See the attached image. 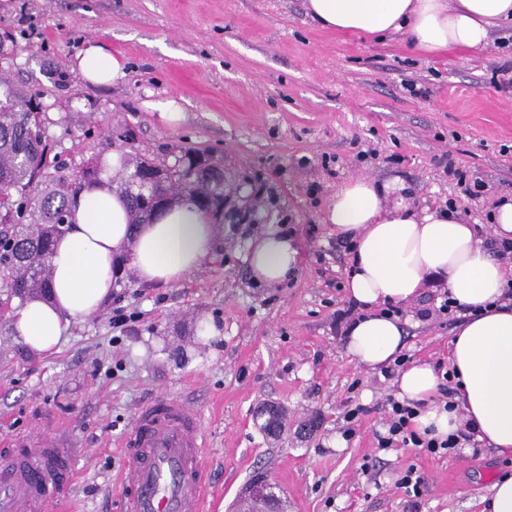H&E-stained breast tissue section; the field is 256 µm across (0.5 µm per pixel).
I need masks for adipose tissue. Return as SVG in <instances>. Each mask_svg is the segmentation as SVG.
Returning <instances> with one entry per match:
<instances>
[{"mask_svg":"<svg viewBox=\"0 0 512 512\" xmlns=\"http://www.w3.org/2000/svg\"><path fill=\"white\" fill-rule=\"evenodd\" d=\"M308 15L339 33L402 34L414 48L441 52L487 47L492 30L512 18V0H306ZM75 68L89 83L125 75V64L102 41L79 53ZM112 170L83 190L71 224L59 237L46 295L17 307L14 330L34 353L56 352L68 320L96 314L112 299V269L125 262L138 281L173 285L206 262L219 246V229L191 201L178 200L149 224L131 225L126 201L112 186ZM326 220L351 248L348 294L360 316L346 332V349L360 366L391 365L405 347L400 318L388 305L414 300L440 281L475 316L449 341L458 408L436 401L438 377L415 362L393 380L395 396L421 402L417 431L447 437L470 425L476 441L512 455V269L490 258L474 227L458 210L416 204L397 180L357 177L326 202ZM248 269L256 282L275 286L301 262L297 242L268 225L250 245Z\"/></svg>","mask_w":512,"mask_h":512,"instance_id":"adipose-tissue-1","label":"adipose tissue"}]
</instances>
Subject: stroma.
<instances>
[{
    "label": "stroma",
    "mask_w": 512,
    "mask_h": 512,
    "mask_svg": "<svg viewBox=\"0 0 512 512\" xmlns=\"http://www.w3.org/2000/svg\"><path fill=\"white\" fill-rule=\"evenodd\" d=\"M0 75L47 105L53 152L71 167L115 151L174 163L220 159L234 184L263 185L264 220L300 245L297 274L253 281L245 260L257 224L224 223L217 251L181 283L117 277L112 300L69 321L55 354L38 356L13 331L19 305L0 287V455L36 427L59 435L78 473L68 512H115L121 442L139 410L163 395L202 414L204 462L215 479L205 512H230L264 475L288 512H482L488 486L512 477V456L477 444L428 457L378 449L379 414L342 428L348 405L392 392L356 364L336 332L347 305L349 254L324 221L327 198L356 177L400 179L423 204L453 202L479 234L512 194V89L490 78L512 60V21L488 49L429 55L401 36L338 33L305 0H0ZM127 61L124 78L86 84L73 68L92 40ZM176 100L170 122L153 103ZM479 177L468 196L448 165ZM405 309L404 352L448 358L454 326ZM282 411L279 434L259 408ZM375 459L372 477L360 465ZM425 473L417 505L397 486Z\"/></svg>",
    "instance_id": "35a3bbf8"
}]
</instances>
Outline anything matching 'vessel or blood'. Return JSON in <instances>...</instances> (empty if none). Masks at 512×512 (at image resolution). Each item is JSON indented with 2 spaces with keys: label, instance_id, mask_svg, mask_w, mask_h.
Masks as SVG:
<instances>
[{
  "label": "vessel or blood",
  "instance_id": "b4317fda",
  "mask_svg": "<svg viewBox=\"0 0 512 512\" xmlns=\"http://www.w3.org/2000/svg\"><path fill=\"white\" fill-rule=\"evenodd\" d=\"M198 409L183 398L142 408L124 438L118 512H203L210 474ZM70 452L35 437L0 456V512H42L63 503L75 483Z\"/></svg>",
  "mask_w": 512,
  "mask_h": 512
}]
</instances>
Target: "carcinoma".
<instances>
[{
  "mask_svg": "<svg viewBox=\"0 0 512 512\" xmlns=\"http://www.w3.org/2000/svg\"><path fill=\"white\" fill-rule=\"evenodd\" d=\"M48 118L37 95L16 88L0 77V270L9 273L5 287L19 299L48 291L51 258L57 238L71 223L78 195L96 183L104 168L94 158L76 170L49 158L45 131ZM117 190L129 202L130 223L143 224L154 216L139 201L143 171L170 172L161 186L164 202L187 197L204 210L209 203L215 223H224V168L204 154L187 152L172 166L122 161Z\"/></svg>",
  "mask_w": 512,
  "mask_h": 512,
  "instance_id": "cac0c4a2",
  "label": "carcinoma"
}]
</instances>
